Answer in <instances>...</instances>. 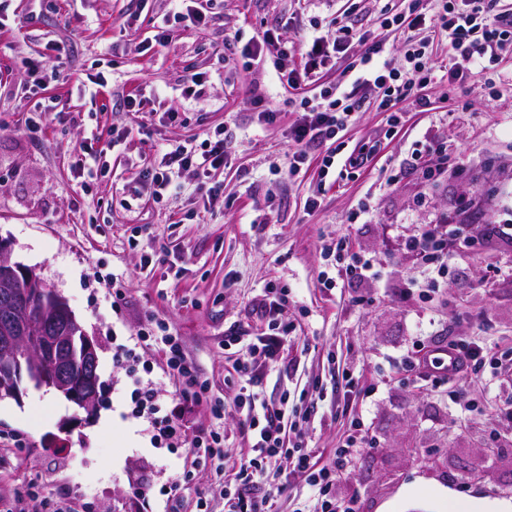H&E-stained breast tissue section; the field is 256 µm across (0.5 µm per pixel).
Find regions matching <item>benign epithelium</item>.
I'll return each mask as SVG.
<instances>
[{
  "label": "benign epithelium",
  "instance_id": "obj_1",
  "mask_svg": "<svg viewBox=\"0 0 512 512\" xmlns=\"http://www.w3.org/2000/svg\"><path fill=\"white\" fill-rule=\"evenodd\" d=\"M40 285L0 240V398L20 397L25 381L56 390L91 414L102 389L97 344L65 299Z\"/></svg>",
  "mask_w": 512,
  "mask_h": 512
}]
</instances>
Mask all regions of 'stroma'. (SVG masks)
Here are the masks:
<instances>
[{
	"mask_svg": "<svg viewBox=\"0 0 512 512\" xmlns=\"http://www.w3.org/2000/svg\"><path fill=\"white\" fill-rule=\"evenodd\" d=\"M214 25L174 34L165 46L141 50L152 18L167 0H7L0 9V240L13 261L32 268L45 288L61 294L98 346L102 401L86 413L52 389L27 388L0 399V512L34 489L27 512L71 504L77 512H225L215 469L183 466L190 442L223 432L232 465L249 451L248 427L232 399L235 348L225 333L265 330L264 290L283 294L281 318L294 330L280 364L253 390L270 402L288 398L308 446L332 458L343 434L360 425L363 443L351 476L337 482V499L356 512H512V436L502 430L512 386L487 389L482 373L447 387H430L405 365L413 347L443 348L466 336L494 348L512 347V249L486 243L495 224H512V54L486 79L466 88L428 86V111L408 112L389 126L367 93L346 128L311 149L298 175L285 172L288 131L298 108L280 86L278 47L246 65L244 47L264 32L304 52L306 37L352 27L350 48L320 74L338 91L351 88L364 50L378 43L382 59L401 67L402 39L382 24L383 10L404 13L408 0H197ZM64 49L61 80L44 94L58 114L41 132L25 118L21 61ZM196 67L212 80L210 99L182 107L180 79ZM104 75L90 98L81 83ZM155 90L156 115L128 111L124 99L140 84ZM179 117L160 122L159 113ZM277 120H263L266 111ZM128 132L121 153L107 155L102 174L87 181L74 163L84 146L111 131ZM223 131L230 150L215 180L224 191L202 206L190 174L181 192L154 201L132 199L162 140L203 139ZM431 140V176L408 160L417 142ZM378 151L368 166L341 179L321 175L323 156L337 164L369 141ZM317 198L309 208V198ZM366 213H359V204ZM464 225L471 245L457 249L447 283L425 289L423 269L402 249L419 225ZM345 239L371 258L376 280L321 277L324 245ZM169 326L205 382V398L182 421V440L157 439L158 423L133 415L131 393L148 387L165 398L175 387L162 372L158 346L138 348L149 320ZM358 380L343 393L341 369ZM225 404L216 415L215 401ZM494 456H485L488 443ZM261 479L274 512H298L312 491L304 476Z\"/></svg>",
	"mask_w": 512,
	"mask_h": 512,
	"instance_id": "35a3bbf8",
	"label": "stroma"
}]
</instances>
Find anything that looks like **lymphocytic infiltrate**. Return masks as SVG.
<instances>
[{"label": "lymphocytic infiltrate", "instance_id": "lymphocytic-infiltrate-1", "mask_svg": "<svg viewBox=\"0 0 512 512\" xmlns=\"http://www.w3.org/2000/svg\"><path fill=\"white\" fill-rule=\"evenodd\" d=\"M392 25L405 33L404 65L395 68L388 62L377 61L380 45L365 50L362 68L354 81L351 92L337 94L334 87L321 84L319 75L336 54L347 50L353 33L350 27L339 26L334 40L313 37L306 52L302 68L288 67L287 61L294 50L281 46L279 56L285 68L280 80L292 89L309 87L310 93L301 97L303 111L291 127L288 137L292 149L288 155L289 173H297L307 158L308 148L322 144L343 129L353 112L360 108V91L376 92L378 107L387 112L391 125L404 122L407 105L427 111L429 100L425 90L436 77H444L449 85L466 87L476 78L497 64L502 52L512 51V14L500 11L499 0H438L434 13L422 12L412 6L408 15H396ZM207 16L187 5L186 0H171V8L155 28V44L166 45L175 28H204ZM427 30L444 37L448 42V68L438 72L436 63L429 57L425 42L414 40V31ZM162 155L159 164L143 175L141 189L152 199H160L183 172L190 171L198 178L201 198L213 199L220 193L219 185L210 181L211 174L223 166L228 155V145L223 131L207 135L201 142H165L159 144ZM462 225H449L440 231L438 225L425 224L417 234L407 238L404 249L425 265L429 279L444 278L451 260V246L461 238ZM267 333L245 344V350L235 361L234 370L241 385L234 398L236 407L243 409L245 420L253 433L251 458L241 461L235 477L234 489L227 494L228 512H271L267 498L250 495L251 475L270 461L287 458L295 472L304 474L315 493L312 512H355L353 501L337 500L333 489L337 480L352 471V462L362 436L352 431L337 446L331 463L319 464L312 459L303 437L287 442L288 422L282 410L260 402L251 390L257 375L276 362L288 327L276 320H269ZM140 342L161 344L166 368L180 385L179 399L200 398L206 386L200 381L193 362L184 355L177 336L159 320H151L139 337ZM462 360V371L480 370L489 366L490 377L512 375V353L490 355L487 348L472 342L454 343Z\"/></svg>", "mask_w": 512, "mask_h": 512}]
</instances>
